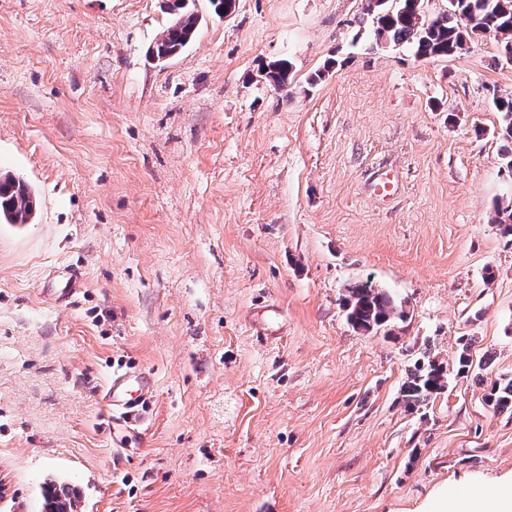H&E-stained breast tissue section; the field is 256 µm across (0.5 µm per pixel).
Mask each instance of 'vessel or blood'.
Here are the masks:
<instances>
[{
  "label": "vessel or blood",
  "mask_w": 512,
  "mask_h": 512,
  "mask_svg": "<svg viewBox=\"0 0 512 512\" xmlns=\"http://www.w3.org/2000/svg\"><path fill=\"white\" fill-rule=\"evenodd\" d=\"M154 380L143 370H128L113 374L105 394L112 412V428L121 432L139 422V407L152 395Z\"/></svg>",
  "instance_id": "b4317fda"
}]
</instances>
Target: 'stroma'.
I'll use <instances>...</instances> for the list:
<instances>
[{"label":"stroma","instance_id":"35a3bbf8","mask_svg":"<svg viewBox=\"0 0 512 512\" xmlns=\"http://www.w3.org/2000/svg\"><path fill=\"white\" fill-rule=\"evenodd\" d=\"M364 4L195 0L161 62V0H0V173L36 197L0 224V512L53 483L76 512H432L512 485V414L484 402L512 375V61L491 34L376 45ZM359 281L402 301L392 334L348 323ZM464 348L480 372L406 412L414 362ZM130 366L156 389L121 455L100 392ZM176 17L173 22L162 32L161 37L155 43V54L162 55L178 54L192 39L199 16L189 5V0H181Z\"/></svg>","mask_w":512,"mask_h":512}]
</instances>
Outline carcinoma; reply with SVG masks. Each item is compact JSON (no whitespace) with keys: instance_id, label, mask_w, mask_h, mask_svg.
<instances>
[{"instance_id":"carcinoma-1","label":"carcinoma","mask_w":512,"mask_h":512,"mask_svg":"<svg viewBox=\"0 0 512 512\" xmlns=\"http://www.w3.org/2000/svg\"><path fill=\"white\" fill-rule=\"evenodd\" d=\"M376 44H406L420 58H447L464 49L467 40L493 33L503 39L506 55L512 57V0H456L451 9L426 17L416 0H367ZM199 16L181 0L173 22L155 43V54H178L192 39ZM265 79L280 89L288 87L291 68L286 60L275 61L265 68ZM502 113L500 135L512 141V95L495 99ZM34 211L33 193L24 181L9 175L0 176V223L27 224ZM496 222L502 234L512 238V203L497 207ZM343 306L348 322L356 330L378 333L389 331L408 314L393 296L369 282L355 283L345 289ZM481 369L474 364L468 346L459 353L456 375L466 376ZM448 388V369L430 355L415 361L404 383L402 398L405 410L417 411L436 401ZM493 412L512 411V378L496 381L485 396ZM49 512H74L72 491L55 486L46 493Z\"/></svg>"}]
</instances>
